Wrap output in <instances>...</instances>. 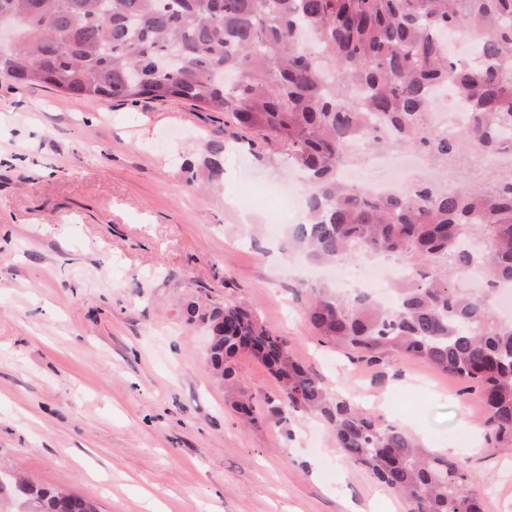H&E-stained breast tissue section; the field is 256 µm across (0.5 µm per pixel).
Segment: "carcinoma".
I'll list each match as a JSON object with an SVG mask.
<instances>
[{
	"label": "carcinoma",
	"mask_w": 512,
	"mask_h": 512,
	"mask_svg": "<svg viewBox=\"0 0 512 512\" xmlns=\"http://www.w3.org/2000/svg\"><path fill=\"white\" fill-rule=\"evenodd\" d=\"M15 38L0 49V80L81 98L190 102L223 112L240 138L282 147L303 172L307 218L283 247L312 263L394 255L411 262L392 310L367 296L305 287L306 321L361 361L404 354L475 384L488 439L512 447V322L466 288L512 284V165L491 166L512 130V0H0ZM471 40L463 66L448 35ZM452 88L472 113L453 137L429 120L432 88ZM359 140L371 151L413 150L456 186L420 182L385 197L345 183ZM207 180L224 174V143L204 149ZM209 319V364L226 384L250 352L272 375L274 423L291 411L333 428L336 446L402 494L407 512H483L460 461L426 456L400 429L378 427L296 361L284 337L235 303ZM0 512H97L74 493L0 471Z\"/></svg>",
	"instance_id": "cac0c4a2"
}]
</instances>
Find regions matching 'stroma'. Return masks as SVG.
Here are the masks:
<instances>
[{
    "label": "stroma",
    "mask_w": 512,
    "mask_h": 512,
    "mask_svg": "<svg viewBox=\"0 0 512 512\" xmlns=\"http://www.w3.org/2000/svg\"><path fill=\"white\" fill-rule=\"evenodd\" d=\"M224 143L210 195L191 182ZM220 112L182 100L119 104L0 81V468L99 512H344L405 502L336 447L324 419L247 425L206 361L186 306L243 303L330 393L463 460L484 512H512V451L461 443L479 392L427 362H359L321 342L297 292L311 272L268 237L262 189L285 155L252 161ZM239 386L266 414L274 379L248 354ZM203 153L205 176L210 183H217L224 174V143L209 141Z\"/></svg>",
    "instance_id": "stroma-1"
}]
</instances>
